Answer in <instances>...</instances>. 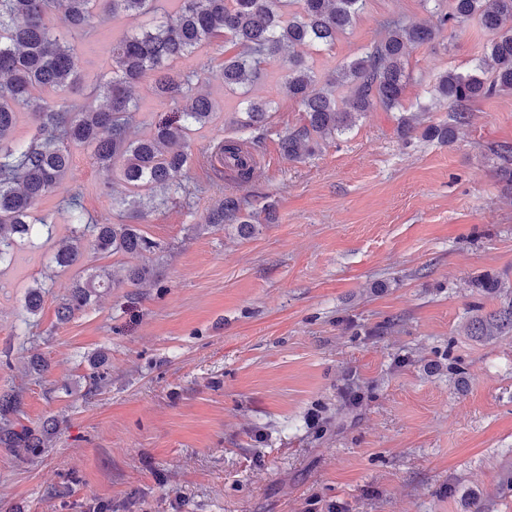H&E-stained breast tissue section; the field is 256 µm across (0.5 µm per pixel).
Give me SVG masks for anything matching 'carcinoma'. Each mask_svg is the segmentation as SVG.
<instances>
[{"label": "carcinoma", "mask_w": 512, "mask_h": 512, "mask_svg": "<svg viewBox=\"0 0 512 512\" xmlns=\"http://www.w3.org/2000/svg\"><path fill=\"white\" fill-rule=\"evenodd\" d=\"M157 0H0V265L12 261L17 249L33 243L40 228L34 205L56 190L70 175L71 147H84L98 167L112 172L107 195L112 208L129 224H106L84 218L79 196L67 203L71 236L85 240L100 254L121 253L129 258L121 278L94 269L75 278L71 294L57 309L64 322L89 306L104 288L135 286L155 275V269L135 262L146 252L161 249L134 223L144 200L161 206L170 197L187 198L190 187L183 182L190 154L178 144L186 142L195 125L212 122L218 106L200 90L197 72L173 69L169 62L185 58L212 39H222L235 53L224 56V86L235 89L264 76V65L280 58L284 63L283 89L304 112V123L281 138V149L293 160L311 156L320 142L356 125L366 113L381 109L395 112L396 132L404 138L421 137L450 144L457 128L468 121L465 106L478 99L512 91V0H422L436 16L433 25H403L386 22L385 34L371 42L363 54L345 61L319 78L309 66L305 50L331 47L336 35L352 27L366 0H176L175 11L156 17ZM296 4L290 11L287 6ZM112 16L132 13L147 17L141 31L125 36L112 46V71L99 83L97 106L60 105L43 93L73 90L79 81L80 60L51 23L61 13L71 34L90 27L101 6ZM475 18L489 33L484 56L474 73L447 71L436 78L429 91L432 100L448 105L449 120L422 126L420 115L403 102L410 82L409 48L437 40L442 29ZM491 66L492 76L480 73ZM152 77L157 96L176 105L177 115L153 124L143 135L132 138L128 124L138 105L132 88ZM343 87L348 96L338 95ZM27 110L36 133L27 143L11 138L18 109ZM273 102L244 97L230 123L249 132L253 142L265 134ZM272 209L242 212L234 197L223 198L210 208L207 224H235L248 237L260 220L271 221ZM83 254L72 245L59 247L53 263L60 269L78 265ZM470 332L496 339L512 331V303L476 319ZM16 393H0V446L21 461L38 458L58 426L55 420L31 430L11 420L20 413Z\"/></svg>", "instance_id": "cac0c4a2"}]
</instances>
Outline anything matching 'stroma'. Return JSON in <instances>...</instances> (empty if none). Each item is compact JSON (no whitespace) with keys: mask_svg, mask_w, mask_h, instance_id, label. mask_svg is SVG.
Returning a JSON list of instances; mask_svg holds the SVG:
<instances>
[{"mask_svg":"<svg viewBox=\"0 0 512 512\" xmlns=\"http://www.w3.org/2000/svg\"><path fill=\"white\" fill-rule=\"evenodd\" d=\"M390 19L431 16L421 0H367L310 65L325 74L357 58ZM143 22L108 17L70 38L81 76L68 102L91 99L113 44ZM489 39L471 19L412 49L406 105L427 103L445 71L471 73ZM224 50L212 41L174 63L197 72L222 117L187 138L194 197L141 222L162 245L144 257L155 276L58 320L75 277L51 262L67 200L119 219L101 193L111 172L80 147L71 177L32 210L51 233L0 266V392L20 393L23 425L60 421L35 460L0 447V512H306L311 500L317 512H512V333L467 331L512 301V187L499 174L512 92L470 103L448 145L399 138L377 109L291 161L280 138L303 114L273 61L250 91L274 102L252 147L261 166L231 183L215 155L241 135L226 121L239 96L224 88ZM222 196L272 205L275 220L248 237L205 224ZM482 275L502 289L476 288ZM35 354L44 375L25 370Z\"/></svg>","mask_w":512,"mask_h":512,"instance_id":"35a3bbf8","label":"stroma"}]
</instances>
